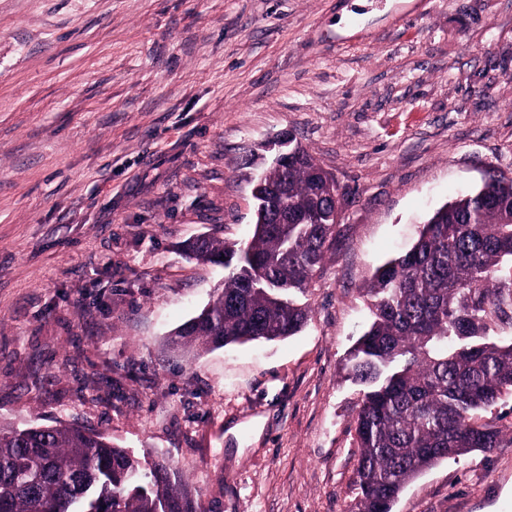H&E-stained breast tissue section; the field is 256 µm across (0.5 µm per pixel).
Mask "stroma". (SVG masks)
Segmentation results:
<instances>
[{
    "instance_id": "35a3bbf8",
    "label": "stroma",
    "mask_w": 512,
    "mask_h": 512,
    "mask_svg": "<svg viewBox=\"0 0 512 512\" xmlns=\"http://www.w3.org/2000/svg\"><path fill=\"white\" fill-rule=\"evenodd\" d=\"M288 131L344 193L310 320L166 351L224 279L185 242L247 240L250 158ZM490 167L512 175V0H0V426L165 455L206 512H352L364 283ZM392 512H512V447Z\"/></svg>"
}]
</instances>
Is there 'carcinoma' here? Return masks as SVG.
Masks as SVG:
<instances>
[{
    "label": "carcinoma",
    "mask_w": 512,
    "mask_h": 512,
    "mask_svg": "<svg viewBox=\"0 0 512 512\" xmlns=\"http://www.w3.org/2000/svg\"><path fill=\"white\" fill-rule=\"evenodd\" d=\"M307 150L270 168L267 195L245 246L207 236L189 255L224 267V286L170 339L206 352L284 340L301 331L300 300L336 246L341 193L331 194ZM371 320L349 352L362 387L356 512H391L412 480L443 459L512 444L482 412L512 395V176L492 169L481 187L441 207L416 243L377 267ZM0 512H205L164 457L145 462L75 423L0 429Z\"/></svg>",
    "instance_id": "carcinoma-1"
}]
</instances>
